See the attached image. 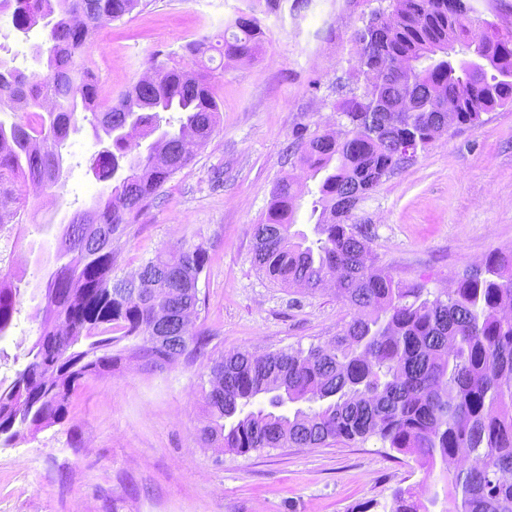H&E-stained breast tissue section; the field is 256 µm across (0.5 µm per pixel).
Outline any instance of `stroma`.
<instances>
[{
  "label": "stroma",
  "instance_id": "35a3bbf8",
  "mask_svg": "<svg viewBox=\"0 0 512 512\" xmlns=\"http://www.w3.org/2000/svg\"><path fill=\"white\" fill-rule=\"evenodd\" d=\"M390 0H140L97 30L83 57L98 98L120 92L158 63L212 74L220 123L195 147L192 162L161 188L156 202L112 242V275L129 276L143 261L179 242L201 243L211 259L199 277L201 305L192 328L205 332L211 356L237 349L267 353L326 342L352 311L333 284L309 295L271 282L253 263L251 227L266 212L275 184L301 171L288 156L295 131H338L336 105L353 85L352 34ZM241 16L256 17L263 44L249 60L195 58L187 44L219 38ZM43 31L17 32L0 15V59L32 71ZM101 145L89 123L70 134L65 184L48 205L22 183L0 186L21 222L0 239V267L21 288L45 282L30 249L54 244L46 224L91 207L105 187L90 169ZM223 169L224 184L211 177ZM358 220L372 229V253L395 277L425 281L433 292L495 250L512 251V104L481 124L449 128L416 162L363 199ZM36 302L24 298L16 326L0 340V378L21 369L39 334ZM205 359L182 357L161 370L125 351L109 374L85 380L58 424L0 446V512H353L385 503L397 487L421 498L443 485L412 456L376 439L321 448H265L239 455L202 447L205 417L199 375Z\"/></svg>",
  "mask_w": 512,
  "mask_h": 512
}]
</instances>
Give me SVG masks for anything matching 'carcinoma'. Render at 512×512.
<instances>
[{"instance_id": "carcinoma-1", "label": "carcinoma", "mask_w": 512, "mask_h": 512, "mask_svg": "<svg viewBox=\"0 0 512 512\" xmlns=\"http://www.w3.org/2000/svg\"><path fill=\"white\" fill-rule=\"evenodd\" d=\"M12 10L13 26L42 25L41 64L27 72L0 60V184L18 179L55 187L62 148L77 110L111 138L94 160L106 183L92 208L77 210L80 243L58 238V271L47 277L35 317L37 339L10 383L0 381V443L61 422L83 382L120 360L127 341L146 364L163 369L179 357L205 354L210 337L179 331L175 317L200 306L199 275L208 251L184 242L139 267L134 290L112 277V240L158 196L218 126L219 104L205 75L153 67L111 105H90L97 87L80 58L91 33L133 11L139 0H26ZM396 0L387 24L375 10L357 31L356 71L363 83L337 107L336 136L300 128L289 148L301 168L319 179L318 213L310 240L295 232L301 189L279 180L261 222L253 225V261L270 280L313 294L334 278L337 296L353 310L328 344L256 356L221 354L201 386L206 416L198 438L207 448L247 454L264 448H321L371 438L415 457L427 476L444 482V498L422 501L398 487L383 512H512V254L492 251L472 274L435 294L422 281L402 282L371 259V237L357 205L403 168L396 145L424 150L440 129L474 126L482 115L512 103V32L476 41L466 0ZM262 30L239 17L222 41L203 37L188 50L252 58ZM179 112L178 126L161 116ZM133 122V132H114ZM164 130L141 148V140ZM23 302L11 273L0 272V340L15 327ZM309 403L288 411V405Z\"/></svg>"}]
</instances>
